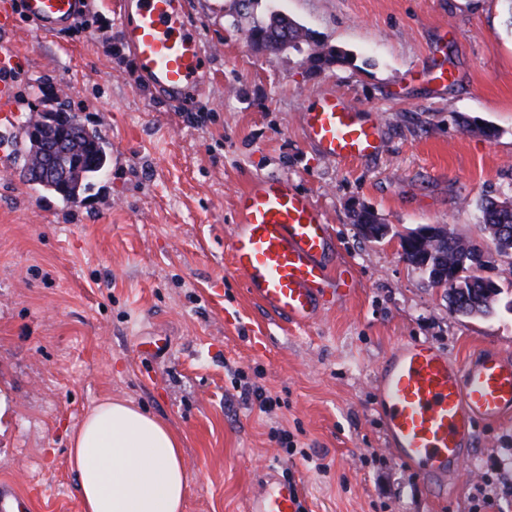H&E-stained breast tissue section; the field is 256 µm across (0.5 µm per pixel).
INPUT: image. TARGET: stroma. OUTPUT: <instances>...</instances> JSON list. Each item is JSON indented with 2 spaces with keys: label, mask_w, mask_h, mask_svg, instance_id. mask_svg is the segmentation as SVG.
Returning <instances> with one entry per match:
<instances>
[{
  "label": "stroma",
  "mask_w": 512,
  "mask_h": 512,
  "mask_svg": "<svg viewBox=\"0 0 512 512\" xmlns=\"http://www.w3.org/2000/svg\"><path fill=\"white\" fill-rule=\"evenodd\" d=\"M22 0H0V53L18 58L16 96L0 119V481L31 512H80L69 436L106 398L125 399L182 439L190 481L183 512H244L267 470L302 484L307 512H512V420L480 425L463 469L441 489L390 451L377 372L400 341L455 362L512 355V312L472 318L405 262L398 237L445 224L483 239L479 204L512 197V0H183L210 50L204 90L175 106L144 81L118 36L117 0H88L84 22L47 36ZM279 10L354 56L309 70L305 50L272 54L245 39ZM453 67L440 84L429 70ZM369 110L384 150L323 160L301 114L325 94ZM68 104L108 146L110 174L78 204L27 182L14 136L28 119ZM492 124L487 139L465 129ZM270 176L294 183L324 215L334 269L358 288L308 327L258 306L232 271L226 239L234 199ZM387 224L362 238L354 210ZM167 339L160 355L144 342ZM280 404L268 414L240 379ZM293 433L312 462L289 456ZM495 494L480 506L479 491Z\"/></svg>",
  "instance_id": "stroma-1"
}]
</instances>
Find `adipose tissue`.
<instances>
[{"instance_id":"ef3b65f1","label":"adipose tissue","mask_w":512,"mask_h":512,"mask_svg":"<svg viewBox=\"0 0 512 512\" xmlns=\"http://www.w3.org/2000/svg\"><path fill=\"white\" fill-rule=\"evenodd\" d=\"M81 512H183L182 440L124 400L96 404L70 435Z\"/></svg>"}]
</instances>
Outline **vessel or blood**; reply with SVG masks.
<instances>
[{"mask_svg":"<svg viewBox=\"0 0 512 512\" xmlns=\"http://www.w3.org/2000/svg\"><path fill=\"white\" fill-rule=\"evenodd\" d=\"M22 8L48 35L80 17L85 0H23ZM119 32L159 95L183 102L200 93L207 57L184 20L182 0H122ZM302 125L328 161H360L383 148L377 125L333 94L306 109ZM234 210L226 243L233 272L268 312L306 327L356 293L351 271L329 276V226L292 184L275 177L255 183L236 195ZM378 395L394 456L426 483L443 482L468 460L477 425L512 417V358L481 352L460 363L427 344L399 343L379 369ZM23 500L12 482L0 483V512H29ZM301 506L298 482L275 479L247 499L245 512Z\"/></svg>","mask_w":512,"mask_h":512,"instance_id":"1","label":"vessel or blood"}]
</instances>
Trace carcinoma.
Returning a JSON list of instances; mask_svg holds the SVG:
<instances>
[{
  "instance_id": "cac0c4a2",
  "label": "carcinoma",
  "mask_w": 512,
  "mask_h": 512,
  "mask_svg": "<svg viewBox=\"0 0 512 512\" xmlns=\"http://www.w3.org/2000/svg\"><path fill=\"white\" fill-rule=\"evenodd\" d=\"M249 42L272 54L288 48L307 47L306 62L313 70H321L331 65L349 66L351 54L327 47L313 36V32L294 19L278 11L255 22L248 30ZM70 122L78 126L79 136L72 153L57 158L54 167L74 173L72 184L59 187L48 179L38 188L61 198L63 202L76 203L81 194L87 192L97 180L96 170L109 163L103 138L95 130L81 124L77 116L68 113ZM482 229L488 232V239L497 252H502L498 234L512 237V208L499 204L497 198H485L479 207ZM353 222L359 235L365 239L374 238L380 231L381 222L377 215L366 208L353 214ZM402 258L417 268L427 267L429 282L434 286L444 285L450 307H455L453 295L465 287L460 294V307L464 314L482 317L491 314L501 300L503 288L500 284L487 280L479 282L475 271L483 266L484 251L474 241L464 240L448 229L446 224H426L405 235L399 236Z\"/></svg>"
}]
</instances>
